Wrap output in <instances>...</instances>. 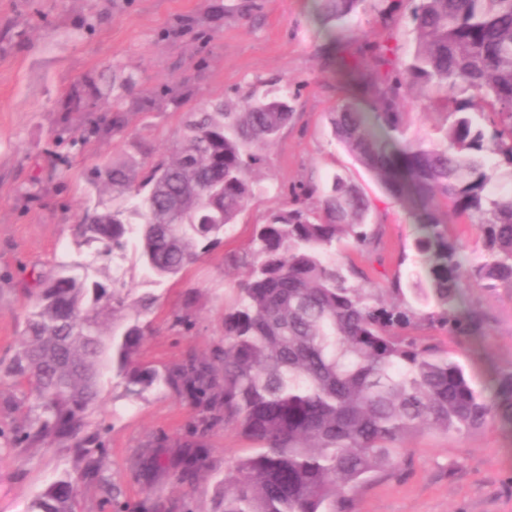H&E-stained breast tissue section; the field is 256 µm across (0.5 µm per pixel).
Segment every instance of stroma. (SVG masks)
Instances as JSON below:
<instances>
[{
  "mask_svg": "<svg viewBox=\"0 0 512 512\" xmlns=\"http://www.w3.org/2000/svg\"><path fill=\"white\" fill-rule=\"evenodd\" d=\"M410 0H367L332 42L316 21L313 0H0V360L19 348L28 297L37 275L73 250L74 226L85 207L111 204L89 183L94 167L127 154L155 160L169 149L188 113L207 101L247 94H287L293 117L263 151L256 194L222 242L181 275L153 283L133 251L114 256L110 275L132 297L154 295L144 316L141 364L164 369L194 355L212 358L224 345V311L245 271L255 225L270 209L313 182L346 176L371 202L380 227L376 252L341 245L339 257L377 288L394 276L410 280L419 267L416 226L370 172L333 138L330 117L348 103L371 109L379 74L365 55L367 41L387 43L395 64L413 47ZM133 74L139 89L154 90L145 111L128 115L121 136L75 145L83 115L63 112L85 78L99 89L112 82V64ZM187 97L174 110L163 91ZM406 138L435 137L444 116L412 95L403 106ZM69 156L59 174L54 154ZM33 195H26V188ZM472 303L488 319L482 346L438 330L430 341L484 384L486 365L512 368V288H473ZM27 384L0 378V512H30L32 502L60 477L75 472L61 447H7L29 422ZM88 434L104 450L101 477L81 483L77 512H111L108 498L127 512H213L224 473L248 442L231 425L203 427L189 400L164 388L129 395L111 368L101 371ZM201 444L207 466L190 482L179 479L177 447ZM399 472L384 474L353 495L354 512H512V429L499 425L448 435H413ZM163 451L164 469L144 471L142 453Z\"/></svg>",
  "mask_w": 512,
  "mask_h": 512,
  "instance_id": "obj_1",
  "label": "stroma"
}]
</instances>
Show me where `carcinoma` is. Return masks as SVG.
Listing matches in <instances>:
<instances>
[{"instance_id": "1", "label": "carcinoma", "mask_w": 512, "mask_h": 512, "mask_svg": "<svg viewBox=\"0 0 512 512\" xmlns=\"http://www.w3.org/2000/svg\"><path fill=\"white\" fill-rule=\"evenodd\" d=\"M325 24L341 22L365 0H319ZM415 47L399 69L393 49L377 42V111L348 104L334 113V136L384 190L408 209L419 230L417 280L396 277L371 288L336 257L347 239L361 254L379 244L370 205L340 175L323 192L319 213L303 199L271 209L254 227L246 275L224 312V349L214 361L195 356L159 373L136 355L146 325L106 331L127 309L149 313L151 295L133 301L106 287L104 261L133 245L157 283L180 275L215 244L253 197L261 151L292 116L288 94L240 99L238 111L210 101L192 113L172 154L156 162L132 159L92 171L93 182L123 204L86 208L75 225L76 249L101 265L57 261L38 276L19 351L0 362V376L31 385L34 418L18 441L52 447L74 441L83 467L51 484L30 512H75L74 486L100 475L102 449L85 435L98 398L106 336L112 368L127 391L162 386L193 400L202 424L233 425L252 447L224 476L216 512H351L353 493L399 467L405 442L424 430L444 434L500 424L512 427V369L492 370L486 392L419 328L480 340L483 311L466 305L463 289L512 285V0H417ZM89 98L76 95L64 111H97L82 142L125 134V97L102 94L90 78ZM441 107L440 136L409 141L399 103L409 93ZM489 101L477 109L470 93ZM476 226L481 254H467L448 234L442 207ZM362 282H357V279ZM181 478L193 477L202 449L182 447Z\"/></svg>"}]
</instances>
